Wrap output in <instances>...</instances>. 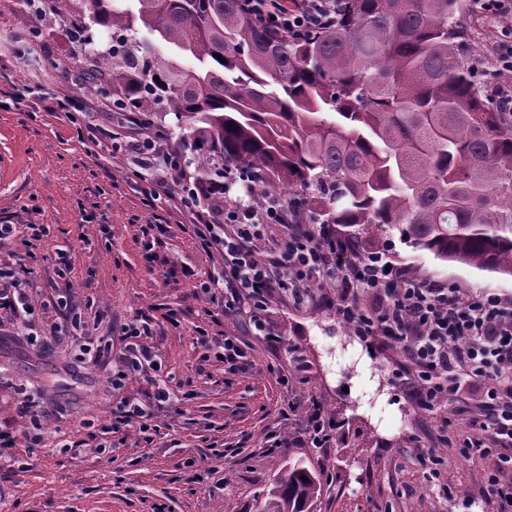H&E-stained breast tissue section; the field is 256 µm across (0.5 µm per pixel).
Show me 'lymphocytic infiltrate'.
<instances>
[{
	"label": "lymphocytic infiltrate",
	"mask_w": 512,
	"mask_h": 512,
	"mask_svg": "<svg viewBox=\"0 0 512 512\" xmlns=\"http://www.w3.org/2000/svg\"><path fill=\"white\" fill-rule=\"evenodd\" d=\"M253 17L276 31L299 35L327 27L336 19L339 0H245ZM474 14L496 20L501 36L493 53L501 75H512V0H468ZM126 150L138 154L149 177L136 185L146 201L176 197L189 217L201 248L219 263L198 286L221 292L225 318L256 336L267 335L264 319L269 299L281 295L293 305L318 304L334 310L353 336L370 344L386 343L403 358L394 382L417 407L434 411L447 406L467 382L479 386L482 437L466 438L463 455L488 454L512 447V301L499 294H473L439 281L410 277L383 252L359 255L356 243L336 233L332 224H312L298 217L294 202L275 195L258 205L221 206L222 183L191 178L168 138L139 112L123 113ZM278 224L282 237L267 254L258 244L268 226ZM0 310L14 317L33 315L36 307L18 271L0 266ZM151 325L135 319L121 327L124 348L111 344L80 345L79 356L91 366L108 365L113 389L161 364L143 339ZM168 382L155 379L144 397L123 400L95 453L106 452V437L124 428L148 433L156 410L172 401Z\"/></svg>",
	"instance_id": "lymphocytic-infiltrate-1"
}]
</instances>
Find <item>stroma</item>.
<instances>
[{
    "mask_svg": "<svg viewBox=\"0 0 512 512\" xmlns=\"http://www.w3.org/2000/svg\"><path fill=\"white\" fill-rule=\"evenodd\" d=\"M462 46L488 73L496 23L459 4ZM72 19L39 14L28 0H0V91L25 85L29 95L0 108V219L17 227L0 242V262L24 263L23 286L40 310L25 324H0V425L25 429L18 412L29 396L42 415L39 447H18L22 468H0V512H256V497L294 463L305 462L321 481L311 512H485L489 478L512 482V464L498 453L471 459L456 442L466 436L480 395L462 386L447 411L425 412L393 382L400 361L394 347L368 348L333 311L293 306L274 298L266 323L278 337H246L250 365L233 371L202 360L197 329L222 340L234 327L186 279L212 272L215 261L198 247L188 217L175 202L144 205L131 184L140 172L136 154L113 150L112 114L90 111L81 89L94 58L71 35ZM71 102L85 112L98 144L82 143L57 108ZM169 232L158 261L143 243L153 214ZM40 227L32 238V227ZM389 251L418 279L488 289L512 296V279L461 264H443L401 241L398 232L361 244L360 253ZM69 293L80 308L84 339L102 336L121 346L119 328L145 316L154 325L145 343L162 364L160 374L184 399L155 413L151 438L129 429L111 457L71 454L59 442L88 439L112 419L122 399L142 395L146 376H129L113 389L102 368L84 367L74 348L31 343L47 324L63 319L49 306L53 290ZM179 312L171 325L169 310ZM339 424L326 448L268 449L269 431L294 437L314 408ZM433 463L423 464V454ZM207 470L190 480L187 460Z\"/></svg>",
    "mask_w": 512,
    "mask_h": 512,
    "instance_id": "obj_1",
    "label": "stroma"
}]
</instances>
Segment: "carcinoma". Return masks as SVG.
<instances>
[{
	"label": "carcinoma",
	"instance_id": "cac0c4a2",
	"mask_svg": "<svg viewBox=\"0 0 512 512\" xmlns=\"http://www.w3.org/2000/svg\"><path fill=\"white\" fill-rule=\"evenodd\" d=\"M457 6L341 0L336 23L294 38L244 0H83L120 42L83 89L102 93L103 77L143 112L166 103L206 183L233 168L247 192L293 200L350 239L397 229L443 263L512 278V119L459 47ZM320 492L295 465L257 512H308Z\"/></svg>",
	"mask_w": 512,
	"mask_h": 512
}]
</instances>
